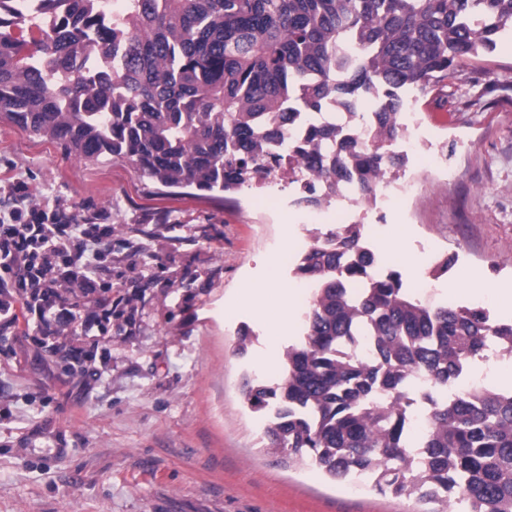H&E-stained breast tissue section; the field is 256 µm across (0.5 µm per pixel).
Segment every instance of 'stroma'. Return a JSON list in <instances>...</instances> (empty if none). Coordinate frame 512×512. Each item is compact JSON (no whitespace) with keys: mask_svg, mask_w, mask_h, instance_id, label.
Instances as JSON below:
<instances>
[{"mask_svg":"<svg viewBox=\"0 0 512 512\" xmlns=\"http://www.w3.org/2000/svg\"><path fill=\"white\" fill-rule=\"evenodd\" d=\"M443 99L418 96L404 123L449 146V177L409 162L415 194L362 231L384 269V244L405 226L416 266L456 254L446 281L470 271L512 286V45L466 62ZM23 177L33 202L58 199L80 217L112 215V334L44 347L37 325L0 332V512H434L435 502L352 489L261 442L245 377L278 379L260 360L282 357L302 322L277 342L242 300L268 264L282 286L313 241L312 209L287 184L228 194L167 188L126 161L93 164L0 120V209ZM253 338L238 354L237 331Z\"/></svg>","mask_w":512,"mask_h":512,"instance_id":"1","label":"stroma"}]
</instances>
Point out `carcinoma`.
I'll return each instance as SVG.
<instances>
[{
	"label": "carcinoma",
	"instance_id": "carcinoma-1",
	"mask_svg": "<svg viewBox=\"0 0 512 512\" xmlns=\"http://www.w3.org/2000/svg\"><path fill=\"white\" fill-rule=\"evenodd\" d=\"M41 9L53 26L17 38L8 28L24 20L0 0V117L79 160L122 159L166 187L228 193L280 164L273 148L306 116L343 110L348 126L316 124L289 143V171L320 183L299 198L307 207L356 175L368 196L403 171L386 148L403 131V90L428 93L512 33V0H125L110 21L100 0ZM374 93L361 146L356 105ZM372 262L359 224L316 235L298 259L295 275L316 285L303 339L279 379L244 382L250 407L275 413L264 447L337 480L365 474L384 494L512 512V391L429 392L414 436L409 384L420 372L452 390L492 343L512 356V323L418 298ZM362 336L369 357H345Z\"/></svg>",
	"mask_w": 512,
	"mask_h": 512
}]
</instances>
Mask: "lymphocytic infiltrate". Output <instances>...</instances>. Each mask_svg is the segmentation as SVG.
Returning <instances> with one entry per match:
<instances>
[{
	"label": "lymphocytic infiltrate",
	"instance_id": "obj_1",
	"mask_svg": "<svg viewBox=\"0 0 512 512\" xmlns=\"http://www.w3.org/2000/svg\"><path fill=\"white\" fill-rule=\"evenodd\" d=\"M11 200L0 218V330L33 319L50 338L109 321L111 225L80 224L61 209L33 204L20 179Z\"/></svg>",
	"mask_w": 512,
	"mask_h": 512
}]
</instances>
